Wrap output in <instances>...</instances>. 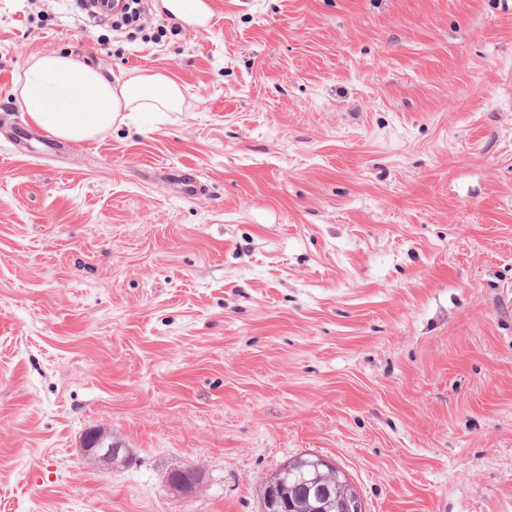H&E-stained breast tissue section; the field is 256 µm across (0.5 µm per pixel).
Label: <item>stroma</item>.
<instances>
[{
  "instance_id": "obj_1",
  "label": "stroma",
  "mask_w": 512,
  "mask_h": 512,
  "mask_svg": "<svg viewBox=\"0 0 512 512\" xmlns=\"http://www.w3.org/2000/svg\"><path fill=\"white\" fill-rule=\"evenodd\" d=\"M221 2L0 0V512H260L311 455L365 512H512V0ZM51 53L181 109L17 150ZM218 5L219 0H170L168 9L181 24L204 33L214 26ZM83 450L88 456L92 455L112 467V463L119 457L122 448H113L112 445L104 446L100 439L88 435ZM307 465L314 470V477L311 478V481L328 479L336 483V486L343 488V508L346 512H365L362 498L350 484L345 473L335 464L323 457L314 456L313 459L307 462ZM321 470H325V473H321Z\"/></svg>"
}]
</instances>
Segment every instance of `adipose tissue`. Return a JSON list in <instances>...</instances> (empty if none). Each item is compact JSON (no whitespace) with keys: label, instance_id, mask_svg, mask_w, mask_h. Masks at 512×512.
<instances>
[{"label":"adipose tissue","instance_id":"1","mask_svg":"<svg viewBox=\"0 0 512 512\" xmlns=\"http://www.w3.org/2000/svg\"><path fill=\"white\" fill-rule=\"evenodd\" d=\"M19 97L34 122L65 138L87 139L123 112L176 111L182 90L164 74L135 75L115 85L74 58L49 54L33 59Z\"/></svg>","mask_w":512,"mask_h":512}]
</instances>
